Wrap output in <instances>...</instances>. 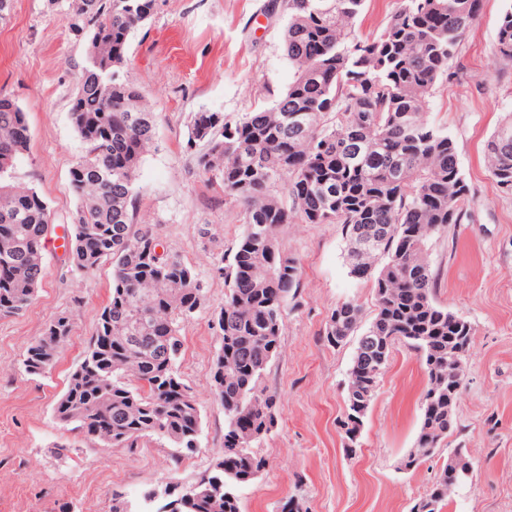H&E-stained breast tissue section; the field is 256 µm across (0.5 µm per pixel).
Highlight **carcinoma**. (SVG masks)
I'll return each mask as SVG.
<instances>
[{
	"instance_id": "obj_1",
	"label": "carcinoma",
	"mask_w": 512,
	"mask_h": 512,
	"mask_svg": "<svg viewBox=\"0 0 512 512\" xmlns=\"http://www.w3.org/2000/svg\"><path fill=\"white\" fill-rule=\"evenodd\" d=\"M74 8L89 27L86 62L69 117L85 153L69 170L79 204L72 216L69 260L88 275L111 261L108 302L95 334L70 373L54 413L76 436L138 448L165 441L172 458L200 447L201 416L178 371L181 331L206 305L201 281L178 257L155 255L159 235L133 224L135 181L156 135L155 116L121 71L129 36L148 20L154 0H94ZM365 0H284V52L292 82L270 108L229 121L197 112L188 144L202 142L198 170L219 178L224 197L243 207L244 229L224 268V304L212 321L221 345L213 360V393L224 406V471L179 493L174 512H241L238 492L263 471L249 446L275 424L276 398L262 386L277 357L288 300L299 268L283 247L286 224H340L349 274L371 278L375 315L355 341L340 429L351 451L392 348L416 352L427 384L412 467L432 457L455 426L473 327L436 301L439 273L428 260L432 237L468 218L470 189L456 142L426 117L429 98L457 76L462 37L482 0H401L383 28L366 38L353 23ZM496 54L512 62V8L497 25ZM26 113L0 96V316L22 312L43 278V248L53 219L36 188L14 180L29 149ZM497 187L512 193V118L485 144ZM360 306L332 310L326 340L343 345L358 327ZM72 331L60 315L29 345V375L54 366ZM465 451L448 455L430 490L411 512H442L448 481L466 480Z\"/></svg>"
}]
</instances>
